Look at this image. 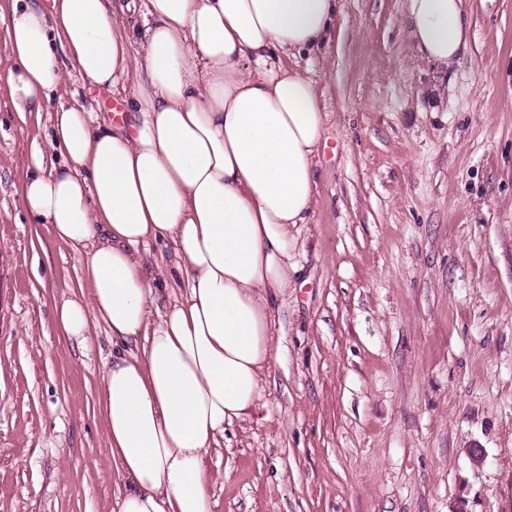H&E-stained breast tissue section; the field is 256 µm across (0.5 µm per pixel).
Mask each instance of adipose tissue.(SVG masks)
<instances>
[{
  "mask_svg": "<svg viewBox=\"0 0 512 512\" xmlns=\"http://www.w3.org/2000/svg\"><path fill=\"white\" fill-rule=\"evenodd\" d=\"M466 0H405L420 57L440 70L466 51ZM338 0H8L17 112L41 111L66 71L111 89L133 124L76 103L52 116L22 199L80 255L88 291L55 320L87 347L104 323L112 355L97 411L123 480L118 512H212L205 460L224 428L260 409L278 359L272 301L298 271L326 114L289 66L328 42ZM141 19V28L132 20ZM62 161L47 165L48 153ZM170 242L185 286L151 274ZM147 257L150 264V272L158 273L156 265H159L166 275L171 272L175 262L172 248L170 246L167 247L164 243L152 245L148 249Z\"/></svg>",
  "mask_w": 512,
  "mask_h": 512,
  "instance_id": "adipose-tissue-1",
  "label": "adipose tissue"
}]
</instances>
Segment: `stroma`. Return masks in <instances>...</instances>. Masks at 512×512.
<instances>
[{
	"label": "stroma",
	"instance_id": "stroma-1",
	"mask_svg": "<svg viewBox=\"0 0 512 512\" xmlns=\"http://www.w3.org/2000/svg\"><path fill=\"white\" fill-rule=\"evenodd\" d=\"M403 0H340L299 68L327 114L299 272L274 303L261 416L206 459L213 512H512V0H468L447 74ZM0 18V512H113L122 480L94 414L112 344L54 309L81 261L21 189L54 109L18 115ZM64 103L108 116L79 75Z\"/></svg>",
	"mask_w": 512,
	"mask_h": 512
}]
</instances>
